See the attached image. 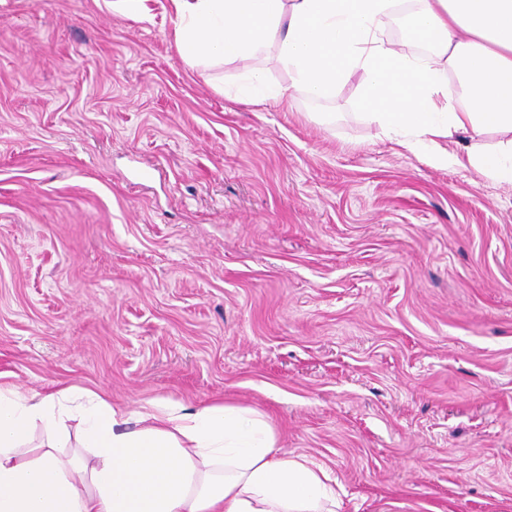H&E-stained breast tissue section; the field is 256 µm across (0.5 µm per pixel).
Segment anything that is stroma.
<instances>
[{
    "label": "stroma",
    "mask_w": 512,
    "mask_h": 512,
    "mask_svg": "<svg viewBox=\"0 0 512 512\" xmlns=\"http://www.w3.org/2000/svg\"><path fill=\"white\" fill-rule=\"evenodd\" d=\"M148 6L0 0V385L255 408L340 512H512V183ZM240 91L245 100L254 104H263L268 101H280L285 96L286 90L282 87L271 85L263 70L251 69L243 77Z\"/></svg>",
    "instance_id": "obj_1"
}]
</instances>
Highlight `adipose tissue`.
Listing matches in <instances>:
<instances>
[{
    "label": "adipose tissue",
    "mask_w": 512,
    "mask_h": 512,
    "mask_svg": "<svg viewBox=\"0 0 512 512\" xmlns=\"http://www.w3.org/2000/svg\"><path fill=\"white\" fill-rule=\"evenodd\" d=\"M171 5L187 62L233 63L273 43L315 98L360 73L357 105L390 140L445 166L459 158L438 139L503 133L466 159L512 183V0H418L409 34L430 46L427 55L382 39L392 0ZM276 443L248 407L152 399L129 411L90 390L27 396L0 386V512H339L327 468Z\"/></svg>",
    "instance_id": "1"
}]
</instances>
